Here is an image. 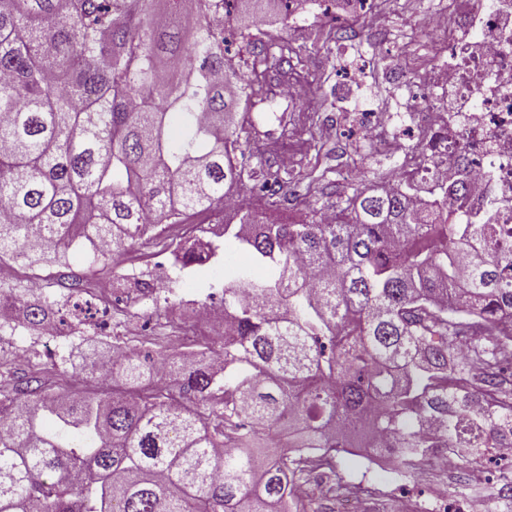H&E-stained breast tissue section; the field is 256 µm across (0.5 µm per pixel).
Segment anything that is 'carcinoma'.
<instances>
[{
	"instance_id": "obj_1",
	"label": "carcinoma",
	"mask_w": 512,
	"mask_h": 512,
	"mask_svg": "<svg viewBox=\"0 0 512 512\" xmlns=\"http://www.w3.org/2000/svg\"><path fill=\"white\" fill-rule=\"evenodd\" d=\"M0 0V258L48 257L22 242H75L95 260L230 206L256 180L237 121L279 95L304 56L254 22L295 0ZM233 39L247 53H224ZM326 168L287 190L267 172L266 209L292 196L306 220L234 208L215 238L173 251L181 270L231 254L277 275L224 281V359L173 370L146 393L153 361L119 347L59 395L31 378L0 400V512H288L290 486L333 468L340 448L391 438L409 467L424 423L443 442L512 430L499 363L512 308V236L491 216L448 211V185L421 208L411 184L350 186L319 202ZM51 298L0 286V311L38 329ZM358 422L349 435L346 421ZM298 448H323L314 460Z\"/></svg>"
}]
</instances>
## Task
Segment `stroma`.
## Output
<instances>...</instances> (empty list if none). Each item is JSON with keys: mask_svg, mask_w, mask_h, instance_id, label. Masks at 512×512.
<instances>
[{"mask_svg": "<svg viewBox=\"0 0 512 512\" xmlns=\"http://www.w3.org/2000/svg\"><path fill=\"white\" fill-rule=\"evenodd\" d=\"M443 10V0H423L421 14L415 15L398 0L389 9V25L381 37L371 34L358 7L343 5L341 0H305L302 8L288 17L275 10L268 12V27L283 31L289 42L307 49L305 69L311 85L304 96L290 101L288 126L303 137L314 134L316 141L310 151L296 155L289 168L293 179L304 182L329 167L335 170L336 186L341 189L348 177L362 170L381 178L390 174L399 159L393 147L394 135L409 120V113H395L373 141L363 139L358 129L346 125L339 126L335 137L328 139L322 131L312 130L310 121L333 117L339 111L351 115L382 112L390 102L416 91L418 69L437 60L432 39L421 28L422 18ZM342 28L354 29L355 38L337 39L336 32ZM356 63L362 66L365 78L354 85L347 76L349 67ZM392 68L404 73V85L389 80ZM176 234V228H169L167 236L136 243L126 255L152 265L154 275L173 287L191 288L195 298H204L215 282L211 267L203 266L187 275L165 262L169 239ZM66 257V264L44 267L54 278L70 277L78 282L76 288L56 290L61 308L80 299L82 291H95L101 281L122 278L121 264L97 262L90 250L72 248ZM109 314L111 324L104 332L76 324L68 337L51 342L40 332L20 326L0 330V396L11 397L16 387L31 377L39 378L46 388H57L64 372L69 375L68 387L80 390L77 377L70 374L71 367L91 363L94 353L120 342V332L129 321L138 323L145 345L167 353L176 349L170 326L179 317V310L115 301ZM501 468L483 447L460 451L455 469L426 466L414 473L407 471L397 455L386 457L382 469L375 471L365 459L342 453L336 457L330 480L350 490L375 486L383 512H405L410 500L421 502L427 512H470L477 503L483 504L486 512H512V496L504 495L498 485Z\"/></svg>", "mask_w": 512, "mask_h": 512, "instance_id": "stroma-1", "label": "stroma"}]
</instances>
